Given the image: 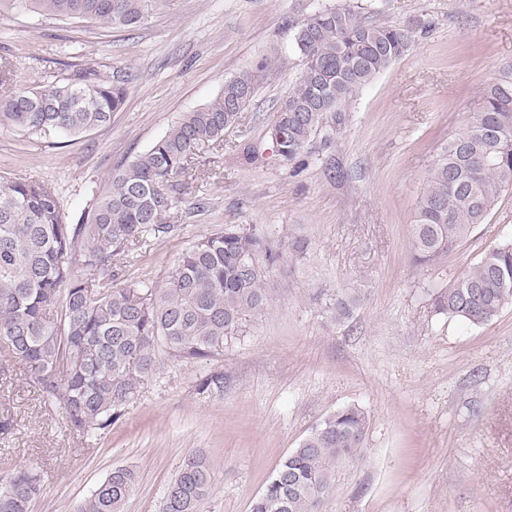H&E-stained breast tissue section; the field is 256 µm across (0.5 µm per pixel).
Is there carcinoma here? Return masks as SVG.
Instances as JSON below:
<instances>
[{"mask_svg":"<svg viewBox=\"0 0 512 512\" xmlns=\"http://www.w3.org/2000/svg\"><path fill=\"white\" fill-rule=\"evenodd\" d=\"M0 11L32 12L104 27H137L145 0H0ZM422 13L380 25L346 3L290 22L304 69L276 109L270 133L283 163L299 169L315 140L333 144L351 103L432 27ZM0 61V126L32 134L80 135L111 121L124 106L130 76L103 78L91 65L32 89H11ZM254 92L243 72L214 100L182 113L147 150L112 174L101 193L87 188L91 210L65 222L55 185L0 183V352L25 366L28 384L58 406L70 429L86 437L117 422L164 364L208 361L268 311L275 270L306 257L308 243L289 232L272 239L235 224L188 244L162 286L119 282L123 267L150 239L177 229L169 214L185 194V177L206 151L224 142ZM472 122L448 139L417 198L412 249L417 263H438L485 222L512 186V67L481 95ZM340 323L357 300L344 291L310 294ZM512 302V242L487 250L432 299L438 314L474 326ZM369 428L356 405L337 410L283 457L252 512H323L336 470L357 459ZM137 475L115 467L77 512H124ZM0 512H32L41 472L18 467ZM214 472L191 455L167 488L163 512H198Z\"/></svg>","mask_w":512,"mask_h":512,"instance_id":"obj_1","label":"carcinoma"}]
</instances>
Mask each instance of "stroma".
I'll return each mask as SVG.
<instances>
[{"label": "stroma", "instance_id": "1", "mask_svg": "<svg viewBox=\"0 0 512 512\" xmlns=\"http://www.w3.org/2000/svg\"><path fill=\"white\" fill-rule=\"evenodd\" d=\"M342 0H146L139 27L103 28L35 14L0 18V56L16 88L60 82L71 64L132 76L123 109L77 137L0 127V177L60 191L77 223L88 186L163 136L184 112L249 72L254 96L224 144L198 158L174 211L178 229L123 269L164 284L187 244L227 224L306 238V260L273 275L268 313L208 361H165L138 399L94 440L69 430L0 359V481L28 466L44 477L32 512H76L117 466L138 484L126 512H162L186 457L214 470L200 512H250L281 458L312 427L355 404L370 417L362 455L344 463L327 512H512V303L484 326L437 314L433 294L489 248L512 241V189L437 265L411 260L416 202L440 147L463 131L483 88L512 63V0H359L376 23L428 13L434 28L351 105L335 143L291 174L269 137L276 105L301 75L290 19ZM358 289L334 323L309 293ZM222 388L202 389L212 374Z\"/></svg>", "mask_w": 512, "mask_h": 512}]
</instances>
